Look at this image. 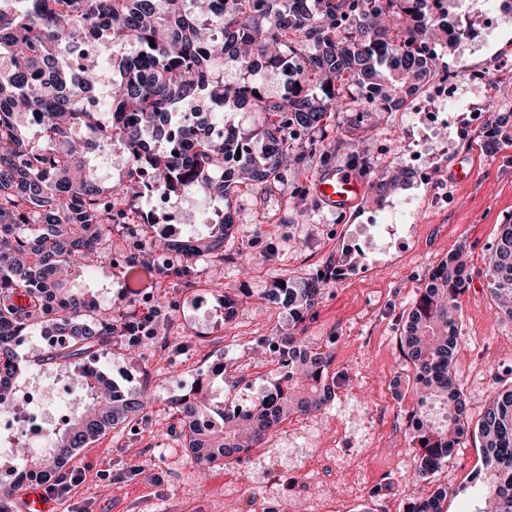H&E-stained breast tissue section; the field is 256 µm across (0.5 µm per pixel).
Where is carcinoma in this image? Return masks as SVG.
Returning a JSON list of instances; mask_svg holds the SVG:
<instances>
[{
    "mask_svg": "<svg viewBox=\"0 0 512 512\" xmlns=\"http://www.w3.org/2000/svg\"><path fill=\"white\" fill-rule=\"evenodd\" d=\"M19 12L12 0H0V56L7 59L0 77V407L26 377L10 336L25 334L42 323L49 294L61 299L48 333L67 336V345L50 348L41 364L74 366L82 381L75 397L79 411L53 434L50 451L15 450L18 471H36L48 479L77 452L116 426L143 412L146 402L115 394V384L94 364L97 353L117 333L110 318L99 316V302L78 282L79 270L91 267L99 246L112 236V224L124 218L125 206L143 195V170L171 195L193 188L230 207L243 189L266 186L282 177L288 162H300L295 142L329 127L337 112H351L344 131L360 129L364 91L381 95L379 111L400 102L410 81L436 76L427 44L448 34L433 19L429 0H366L354 12L355 0H27ZM82 30L116 44L131 43L138 53L123 58L112 80L108 111L111 123L89 124L77 111L78 98L94 89L96 57L86 56L79 72L59 60L63 38ZM230 57L247 71H264L284 81L279 100L265 96L261 82L230 89L209 79L215 64ZM215 106L213 118L247 107L256 114L257 148L243 157L233 180H224V156L233 146L208 135L201 126L189 151H159L178 123L176 108L199 95ZM42 115L38 138L28 137L20 118ZM75 123L90 125L91 136L70 141L63 151L55 143L69 137ZM512 138V129L493 122L481 135L485 150ZM127 152V179L116 187L100 183L86 161L102 140ZM411 178L405 169L378 178L376 191L386 193ZM233 221L221 212L188 251L163 239L158 254L219 256ZM491 247L490 294L512 317V217L498 225ZM469 274L462 255L454 253L429 274L399 336L412 369L409 382L418 389L412 412L411 443L417 449L419 473L426 477L448 460L470 431L466 403L457 388V349L461 295ZM327 278L276 282L296 324L317 306ZM288 369L251 406L247 417H235L234 403L211 399L216 369L198 374L192 386L168 400L180 421L183 444L199 468L239 461L259 446L272 428L295 415H308L333 398L336 381L331 358L290 331L280 337L277 355ZM439 400L448 406L442 424L424 416V406ZM490 473L485 508L512 512V385L498 390L475 427ZM447 490L438 488L408 504L404 512H441Z\"/></svg>",
    "mask_w": 512,
    "mask_h": 512,
    "instance_id": "carcinoma-1",
    "label": "carcinoma"
}]
</instances>
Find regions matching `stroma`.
<instances>
[{"label":"stroma","instance_id":"stroma-1","mask_svg":"<svg viewBox=\"0 0 512 512\" xmlns=\"http://www.w3.org/2000/svg\"><path fill=\"white\" fill-rule=\"evenodd\" d=\"M459 72L494 78L476 97L442 113L430 126L426 112L441 95L439 80L423 84L408 109L365 118L353 144L327 162L306 156L286 167L280 182L242 191L231 203L234 229L222 258L188 262L170 254L174 275L151 294L160 310L156 336L138 346L113 337L99 366L126 393L147 398L132 424L112 429L71 461L82 482L58 500L60 512H253L256 501L276 512H402L410 501L444 488L442 512H478L484 486L478 437L463 439L442 467L420 477L406 422L412 391L395 395L393 382L409 367L399 348L405 316L428 275L448 254L464 250L469 285L461 297L454 370L471 420L492 396L512 384V317L492 299L489 247L497 226L512 216V143L495 153L473 141L469 108L495 117L512 114V21L471 51L447 45L442 56ZM430 143L424 179L377 194L378 171L404 168L409 148ZM359 155L367 189L348 213L320 206L310 191L324 167H351ZM468 164L469 180L453 169ZM307 191L296 208L292 194ZM154 240L136 224L112 228V245L94 270L82 273L103 316L120 319L141 309L124 297L120 264L143 256ZM251 253L249 268L239 263ZM322 275L329 285L304 322L313 345L332 356L336 396L326 407L293 416L274 428L242 461L200 469L187 454L168 398L188 388L199 371L234 359L215 399L252 404L276 379L272 339L287 335V307L271 302L273 284ZM232 301L236 318L224 317Z\"/></svg>","mask_w":512,"mask_h":512}]
</instances>
